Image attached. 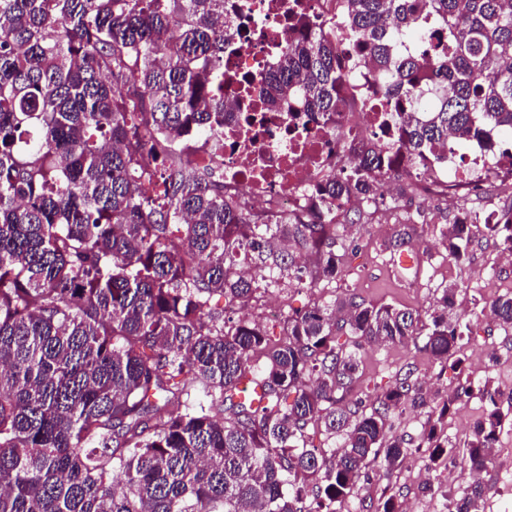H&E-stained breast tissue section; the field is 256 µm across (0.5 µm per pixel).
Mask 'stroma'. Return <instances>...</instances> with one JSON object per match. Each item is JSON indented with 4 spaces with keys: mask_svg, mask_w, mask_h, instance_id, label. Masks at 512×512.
<instances>
[{
    "mask_svg": "<svg viewBox=\"0 0 512 512\" xmlns=\"http://www.w3.org/2000/svg\"><path fill=\"white\" fill-rule=\"evenodd\" d=\"M512 209V187L495 177L486 179L475 192H461L444 198L421 195L414 198L400 192L382 195L374 223L354 226L344 240L347 263L335 281L307 284L265 283L248 313L253 321L267 324L268 306H278L282 313H294L317 304H329L336 298L355 295L357 299L405 307L428 315L443 288L457 290L455 311L470 332L463 340V365L453 371L429 359L414 346L373 345L360 352V389H382L397 375L413 370L426 381L435 399L429 409L404 407L394 423L395 433L419 442L427 417L441 418V435L454 446L453 453L440 466L429 464V449L414 450L407 463L387 469L381 461L370 462L358 481L350 506L365 503L380 508L390 497L404 502L409 512H446V497L465 483L462 470L463 448L474 424L484 414L487 404L474 394L456 403L448 395L459 384L472 381L488 384L501 399L512 396V331L502 329L488 319L486 312L499 295L512 291V260L483 233H476L469 258L449 260L444 248V234L456 216L468 212L477 224H485L489 214ZM417 226L409 250L418 261L416 270L403 271L394 264L386 242L395 235L404 219ZM431 484L432 493H421L423 484Z\"/></svg>",
    "mask_w": 512,
    "mask_h": 512,
    "instance_id": "35a3bbf8",
    "label": "stroma"
}]
</instances>
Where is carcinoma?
<instances>
[{
  "instance_id": "obj_1",
  "label": "carcinoma",
  "mask_w": 512,
  "mask_h": 512,
  "mask_svg": "<svg viewBox=\"0 0 512 512\" xmlns=\"http://www.w3.org/2000/svg\"><path fill=\"white\" fill-rule=\"evenodd\" d=\"M347 33L394 98L391 151L356 144L352 165L314 191L325 220L266 224L224 195L219 173L185 162L198 139L224 148V0H0V512H337L370 461L398 469L409 442L390 434L429 397L413 372L361 397L357 350L387 343L441 363L469 326L443 289L427 321L347 295L295 313L275 333L224 319L293 238L320 255L311 279L344 271L340 231L405 160L404 191L448 184V155L494 131L512 144V0H343ZM448 48H402L432 28ZM268 81L323 118L341 110L339 34L297 17ZM463 213L448 257L469 254ZM512 252V210L485 225ZM224 307L213 305L215 297ZM512 329V294L490 305ZM265 401L237 399L244 382ZM466 443L470 481L448 512H484L478 478L503 423L496 393ZM337 438L333 448L318 436ZM429 459L451 455L438 423ZM317 485L313 501L306 488Z\"/></svg>"
}]
</instances>
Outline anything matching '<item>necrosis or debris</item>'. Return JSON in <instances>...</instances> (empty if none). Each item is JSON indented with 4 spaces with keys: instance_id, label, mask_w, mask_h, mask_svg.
<instances>
[{
    "instance_id": "4bbe7bcc",
    "label": "necrosis or debris",
    "mask_w": 512,
    "mask_h": 512,
    "mask_svg": "<svg viewBox=\"0 0 512 512\" xmlns=\"http://www.w3.org/2000/svg\"><path fill=\"white\" fill-rule=\"evenodd\" d=\"M289 7L288 0H224V14L232 24L224 46V97L233 108L224 121L223 152L215 156L195 150L190 159L197 166L220 164L225 192L254 212L302 214L320 221L323 211L310 207L314 188L352 160L353 137L380 130L390 99L344 37L339 41L347 66L342 112L329 121L311 122L303 100L270 107L267 77L292 33ZM245 81L250 84L246 103L237 98ZM505 164L500 151L471 146L464 158L449 156L442 176L450 186L463 188Z\"/></svg>"
}]
</instances>
